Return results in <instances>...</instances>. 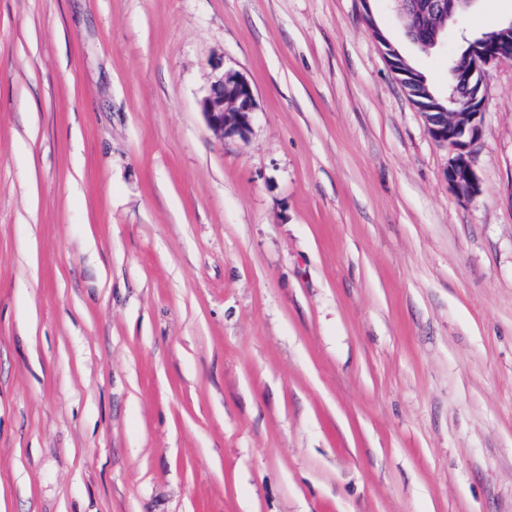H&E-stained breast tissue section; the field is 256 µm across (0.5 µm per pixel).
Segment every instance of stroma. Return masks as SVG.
<instances>
[{
    "mask_svg": "<svg viewBox=\"0 0 512 512\" xmlns=\"http://www.w3.org/2000/svg\"><path fill=\"white\" fill-rule=\"evenodd\" d=\"M509 21L0 0V512H512V58L465 202L373 35ZM203 109L215 132L244 135L256 110L253 88L240 73L224 71L204 99Z\"/></svg>",
    "mask_w": 512,
    "mask_h": 512,
    "instance_id": "stroma-1",
    "label": "stroma"
}]
</instances>
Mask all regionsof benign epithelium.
<instances>
[{
    "mask_svg": "<svg viewBox=\"0 0 512 512\" xmlns=\"http://www.w3.org/2000/svg\"><path fill=\"white\" fill-rule=\"evenodd\" d=\"M408 4L401 9L406 25L418 30V22L431 31L429 44H438L439 30L466 5L464 0H397ZM512 55V21L499 30L476 38L474 49L457 69V86L465 92V105L457 112H426L424 116L431 137L449 146L452 157L446 169L448 184L464 201L481 192L474 169L472 147L482 133L481 117L484 107L482 72L489 65ZM208 125L217 133L245 134L256 110L251 84L240 73L228 70L212 85L203 101Z\"/></svg>",
    "mask_w": 512,
    "mask_h": 512,
    "instance_id": "obj_1",
    "label": "benign epithelium"
}]
</instances>
